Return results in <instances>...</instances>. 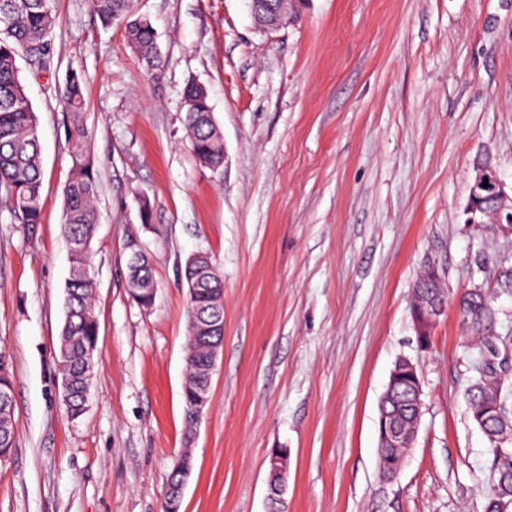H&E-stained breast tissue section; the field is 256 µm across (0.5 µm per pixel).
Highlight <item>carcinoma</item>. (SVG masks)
Listing matches in <instances>:
<instances>
[{
	"label": "carcinoma",
	"instance_id": "cac0c4a2",
	"mask_svg": "<svg viewBox=\"0 0 512 512\" xmlns=\"http://www.w3.org/2000/svg\"><path fill=\"white\" fill-rule=\"evenodd\" d=\"M93 12L105 24L124 22V36L150 71L158 69L160 58L156 33L143 16L135 15L131 0H92ZM0 197L8 201L21 223L29 228L42 223L41 146L38 122L20 78L18 59L39 71L49 72L54 65L51 37L55 27L52 0H0ZM66 104V119L73 151L71 177L64 192V228L69 241L72 275L66 289L63 334L70 337L59 354L60 368L79 387L82 351L97 345L99 323L92 308L94 281L88 273V246L96 224L95 201L99 193L97 170L88 153L85 127L84 80L72 72L60 91ZM183 125L196 160L213 170L224 165L223 136L212 118L206 87L191 81L183 89ZM153 284L147 255L127 262L126 284ZM462 322L477 336L481 349L494 353L502 336L497 331V311L488 294L470 292L459 300ZM209 343L206 337L190 333L186 364L196 369V386L211 387L206 372ZM482 432L492 441H512V411L496 415ZM491 488L485 512L492 503L512 500V462L504 464L493 457L490 466Z\"/></svg>",
	"mask_w": 512,
	"mask_h": 512
}]
</instances>
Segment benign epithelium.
Instances as JSON below:
<instances>
[{
  "label": "benign epithelium",
  "instance_id": "7a95c632",
  "mask_svg": "<svg viewBox=\"0 0 512 512\" xmlns=\"http://www.w3.org/2000/svg\"><path fill=\"white\" fill-rule=\"evenodd\" d=\"M251 14L256 26L264 31H276L290 23L293 15L300 11L305 0H249ZM488 187H483V182ZM492 207L494 223L512 236V193L506 190V185L498 171L489 164L477 168L476 175L470 188L468 212L476 215L482 211V205ZM197 265L193 275L187 280L189 301L194 302L200 294L204 282L211 276L212 267L202 256L193 257L188 261ZM447 302L431 290L412 289L411 314L418 343L430 340L432 330L439 317L444 313ZM196 320L206 331L224 332V314L209 304L195 312ZM500 368L494 370V379L487 381L480 388L484 410L498 414L501 407V389L505 378L512 372V357H504L499 361ZM387 393L395 401L401 396L408 397L414 408V418L411 425H406L400 408L390 411L385 404H380L378 418L379 444L384 448H409L415 441L417 427L421 417L422 387L417 364L407 357H401L395 362L390 373ZM288 453L285 449L276 451L268 463L267 492L268 498L276 504L282 501L288 487Z\"/></svg>",
  "mask_w": 512,
  "mask_h": 512
}]
</instances>
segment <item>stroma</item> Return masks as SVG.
<instances>
[{"mask_svg": "<svg viewBox=\"0 0 512 512\" xmlns=\"http://www.w3.org/2000/svg\"><path fill=\"white\" fill-rule=\"evenodd\" d=\"M52 5L55 68L21 73L42 144V224L28 229L0 201V349L15 399L0 512H163L184 453L180 512H484L492 453L465 397L479 351L457 301L476 285L493 293L512 335V293L496 284L512 241L466 212L481 163L512 186V0H307L271 34L248 0H136L158 34L156 76L90 0ZM72 69L100 174L88 256L100 330L75 420L57 367L71 175L58 90ZM190 81L223 134L218 171L182 124ZM135 249L154 263L149 308L126 287ZM198 253L224 280V343L188 441L181 270ZM429 264L448 305L422 350L410 294ZM402 356L418 366L422 416L386 481L378 403ZM278 448L288 488L274 504ZM288 453L281 448L270 457L268 463L267 496L272 503L282 501L288 487Z\"/></svg>", "mask_w": 512, "mask_h": 512, "instance_id": "obj_1", "label": "stroma"}]
</instances>
